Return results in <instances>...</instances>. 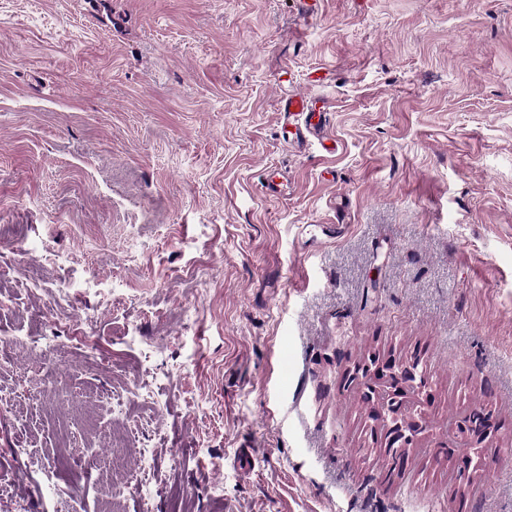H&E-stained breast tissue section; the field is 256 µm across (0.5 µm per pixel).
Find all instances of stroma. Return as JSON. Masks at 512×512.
I'll use <instances>...</instances> for the list:
<instances>
[{
  "mask_svg": "<svg viewBox=\"0 0 512 512\" xmlns=\"http://www.w3.org/2000/svg\"><path fill=\"white\" fill-rule=\"evenodd\" d=\"M0 262V512H512V0H0ZM372 351L472 485L382 477ZM281 122L282 128L286 133L296 136L298 138L300 130L318 136L323 130V120L320 113L310 112L306 99L300 95L289 97L282 105L281 108ZM301 121V123H300ZM298 125H300L298 127ZM293 129L288 130V129ZM380 359L374 363H360L355 372L349 376L348 382L358 387L366 395L364 416L371 429L375 432L386 425L383 439L385 448H415L419 442L432 439L431 448H448L467 446L474 449V456L468 455L461 458V461L454 466L455 479L458 482H467L471 471L477 469L481 464V454L478 450L491 435L494 425L483 430H466L456 439L457 444L451 445L448 440L456 437V427L451 422L447 428L440 424L434 425L428 419V410L434 401V389L432 383L422 373H418L406 364V361L397 360L392 357H384L377 354ZM395 375L400 384L396 389L390 387V376ZM392 419L403 417V424L397 423L389 427L388 416ZM398 426L389 438L386 434L390 429ZM448 443V444H447ZM388 454L392 466L400 462L392 458L391 451ZM476 459V460H475Z\"/></svg>",
  "mask_w": 512,
  "mask_h": 512,
  "instance_id": "stroma-1",
  "label": "stroma"
}]
</instances>
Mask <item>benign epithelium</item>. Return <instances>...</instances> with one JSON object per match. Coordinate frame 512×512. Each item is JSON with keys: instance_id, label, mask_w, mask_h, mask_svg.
<instances>
[{"instance_id": "1", "label": "benign epithelium", "mask_w": 512, "mask_h": 512, "mask_svg": "<svg viewBox=\"0 0 512 512\" xmlns=\"http://www.w3.org/2000/svg\"><path fill=\"white\" fill-rule=\"evenodd\" d=\"M348 382L366 395L364 416L374 431L388 424V418L403 417L398 430L384 439L385 448H414L421 441L431 440V447L444 448L448 440L457 439V446L474 449L454 466L455 479L464 483L471 477V471L481 464L479 448L491 435L493 428L483 431L471 430L456 436V427L449 424L444 428L428 419V410L434 401L432 383L425 375H417L403 360L380 357L373 364L360 363Z\"/></svg>"}]
</instances>
